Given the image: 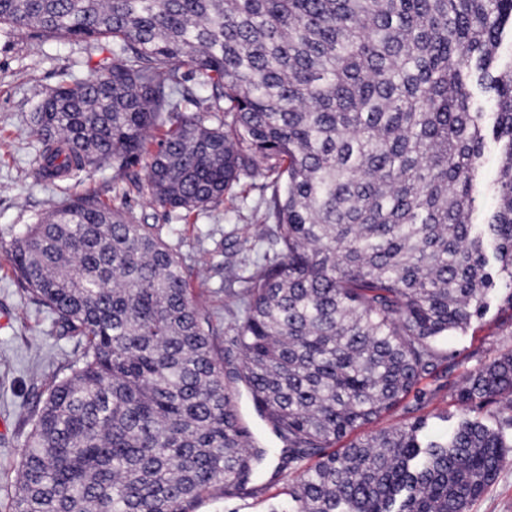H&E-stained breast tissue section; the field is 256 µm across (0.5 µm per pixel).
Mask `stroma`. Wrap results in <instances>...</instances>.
Here are the masks:
<instances>
[{
  "mask_svg": "<svg viewBox=\"0 0 512 512\" xmlns=\"http://www.w3.org/2000/svg\"><path fill=\"white\" fill-rule=\"evenodd\" d=\"M111 51V42L105 40L58 41L0 26V512H5L6 489L16 479L27 432L24 420L76 351L74 341L60 337L47 309L13 272L11 243L22 225L36 223L50 203L81 195L123 207L140 223L171 229V243L178 245L191 268L190 286L201 308L212 313L220 339L232 332L239 290L238 283L224 278V237L233 235L247 245L259 237L271 238L274 230L267 217L269 180L260 174L242 176L221 201L189 220L150 202L140 188L145 181L140 164L125 169L107 165L77 179L46 180L36 175L39 143L31 133L36 104L63 80L91 76L97 62ZM506 318L495 304L465 333L449 337L448 348L457 352L449 383L512 349ZM292 479V474L282 473L262 493L244 501L210 496L197 512H271L286 500ZM471 512H512V459L503 464Z\"/></svg>",
  "mask_w": 512,
  "mask_h": 512,
  "instance_id": "stroma-1",
  "label": "stroma"
}]
</instances>
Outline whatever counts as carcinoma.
<instances>
[{
	"mask_svg": "<svg viewBox=\"0 0 512 512\" xmlns=\"http://www.w3.org/2000/svg\"><path fill=\"white\" fill-rule=\"evenodd\" d=\"M2 24L112 40L37 104L39 176L143 161L189 218L260 172L276 224L224 262L222 352L162 228L84 197L25 225L14 270L79 354L25 420L7 512H197L270 468L295 474L278 512H471L512 454V350L448 388L451 428L369 426L445 388L438 339L512 310V0H0ZM183 66L212 121L180 111ZM238 383L282 448L253 444Z\"/></svg>",
	"mask_w": 512,
	"mask_h": 512,
	"instance_id": "obj_1",
	"label": "carcinoma"
}]
</instances>
